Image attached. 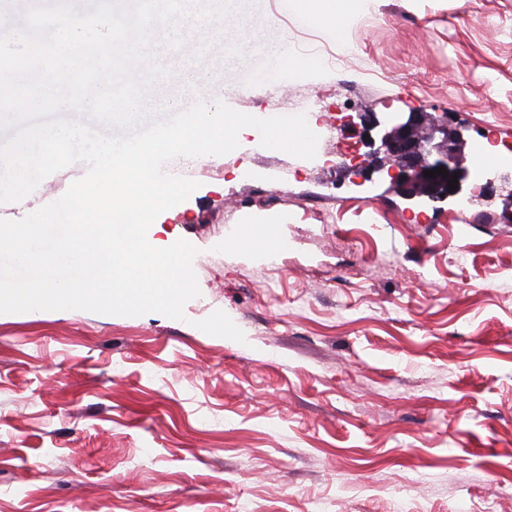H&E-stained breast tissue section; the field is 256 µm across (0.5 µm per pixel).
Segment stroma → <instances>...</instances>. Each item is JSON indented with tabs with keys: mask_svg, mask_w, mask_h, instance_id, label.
<instances>
[{
	"mask_svg": "<svg viewBox=\"0 0 512 512\" xmlns=\"http://www.w3.org/2000/svg\"><path fill=\"white\" fill-rule=\"evenodd\" d=\"M348 47L278 0H234L201 66L224 103L305 114L314 159L252 127L158 218L188 241L184 319L0 314V512H512V223L482 195L512 154V0H353ZM277 25H267L270 16ZM303 70L237 53V17ZM462 130L468 207L408 201L362 116ZM357 149L355 185L337 155ZM74 163L0 204L19 220L85 175ZM278 243L237 245L243 221ZM225 312L244 342L197 321Z\"/></svg>",
	"mask_w": 512,
	"mask_h": 512,
	"instance_id": "35a3bbf8",
	"label": "stroma"
}]
</instances>
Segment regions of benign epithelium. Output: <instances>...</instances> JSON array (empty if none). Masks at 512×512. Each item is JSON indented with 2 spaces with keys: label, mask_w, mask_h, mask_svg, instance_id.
<instances>
[{
  "label": "benign epithelium",
  "mask_w": 512,
  "mask_h": 512,
  "mask_svg": "<svg viewBox=\"0 0 512 512\" xmlns=\"http://www.w3.org/2000/svg\"><path fill=\"white\" fill-rule=\"evenodd\" d=\"M380 129V142L386 149L391 166L387 173L391 184L408 200L426 198L431 201L461 193L469 169L462 164L459 153L465 144L459 129L448 133V125L421 112L403 116L392 113L384 123L369 120L368 130ZM444 167L448 175L431 178L426 170ZM457 174V190L449 191V180Z\"/></svg>",
  "instance_id": "1"
}]
</instances>
